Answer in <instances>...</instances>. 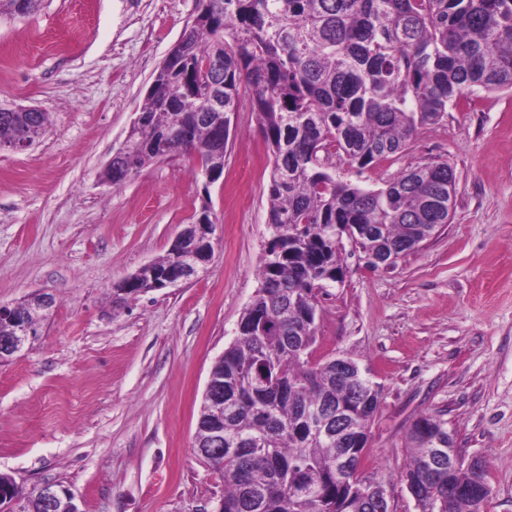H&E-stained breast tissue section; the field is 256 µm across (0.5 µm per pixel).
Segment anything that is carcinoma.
<instances>
[{
  "mask_svg": "<svg viewBox=\"0 0 512 512\" xmlns=\"http://www.w3.org/2000/svg\"><path fill=\"white\" fill-rule=\"evenodd\" d=\"M42 0H0V15L27 17ZM512 89V0H198L197 11L160 65L141 109L145 131L126 139V165L105 167L99 181L119 186L158 161L160 151L193 154L195 170L224 173L231 114L250 96L272 156L267 246L260 287L237 324V338L214 365L224 408L204 399L193 448L224 479L222 512H378L349 454L366 458L379 389L350 356L314 362L318 293L343 281L345 245L395 265L449 222L454 185L446 161L410 167L367 189L320 166L321 149L359 169L402 151L448 104L476 90ZM49 113L0 112V145L37 138ZM214 223L202 198L193 223ZM177 261L168 252L138 270L130 288H149ZM329 409L342 429L317 433L311 416ZM404 482L417 488L419 512H483L468 494L433 496L448 482L475 483L464 460L453 473L430 464L448 443L446 422L419 415L406 434ZM23 512H50L34 491L12 485Z\"/></svg>",
  "mask_w": 512,
  "mask_h": 512,
  "instance_id": "1",
  "label": "carcinoma"
}]
</instances>
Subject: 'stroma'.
Masks as SVG:
<instances>
[{
  "mask_svg": "<svg viewBox=\"0 0 512 512\" xmlns=\"http://www.w3.org/2000/svg\"><path fill=\"white\" fill-rule=\"evenodd\" d=\"M197 0H42L0 18V105L50 123L0 148V302L47 291L36 338L0 365V473L63 484L82 512H211L219 473L193 450L215 361L260 282L272 157L249 96L211 186L180 154L118 187L98 173L123 142ZM82 23L79 46L58 41ZM448 162V224L387 269L346 254L321 298L313 357L356 359L380 391L364 478L392 512H418L400 477L415 416L440 415L485 466L484 512H512V90L461 97L406 149L344 179L377 189L409 166ZM217 217L205 269L113 306L112 286L169 250L203 195Z\"/></svg>",
  "mask_w": 512,
  "mask_h": 512,
  "instance_id": "stroma-1",
  "label": "stroma"
}]
</instances>
